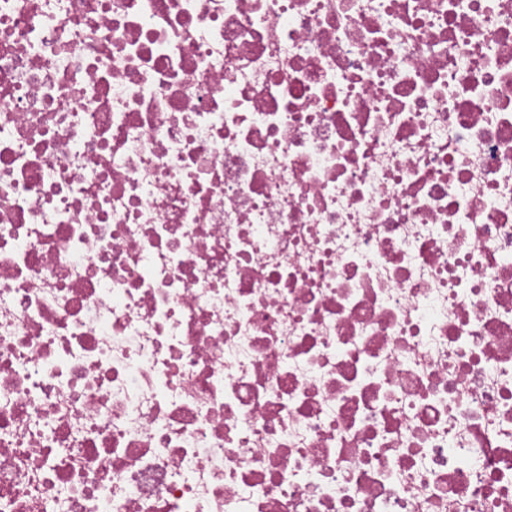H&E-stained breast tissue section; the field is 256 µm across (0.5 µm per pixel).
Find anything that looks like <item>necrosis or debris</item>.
<instances>
[{
    "instance_id": "obj_1",
    "label": "necrosis or debris",
    "mask_w": 512,
    "mask_h": 512,
    "mask_svg": "<svg viewBox=\"0 0 512 512\" xmlns=\"http://www.w3.org/2000/svg\"><path fill=\"white\" fill-rule=\"evenodd\" d=\"M0 512H512V0H0Z\"/></svg>"
}]
</instances>
